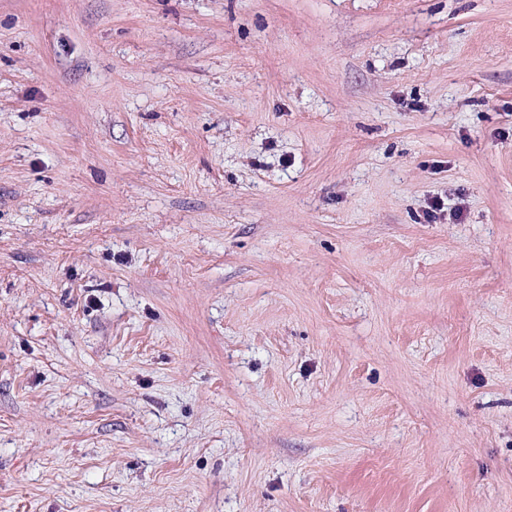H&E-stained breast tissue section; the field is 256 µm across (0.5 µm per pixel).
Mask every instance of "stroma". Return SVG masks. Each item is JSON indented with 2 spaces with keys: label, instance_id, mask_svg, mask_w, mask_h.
<instances>
[{
  "label": "stroma",
  "instance_id": "stroma-1",
  "mask_svg": "<svg viewBox=\"0 0 512 512\" xmlns=\"http://www.w3.org/2000/svg\"><path fill=\"white\" fill-rule=\"evenodd\" d=\"M0 512H512V0H0Z\"/></svg>",
  "mask_w": 512,
  "mask_h": 512
}]
</instances>
